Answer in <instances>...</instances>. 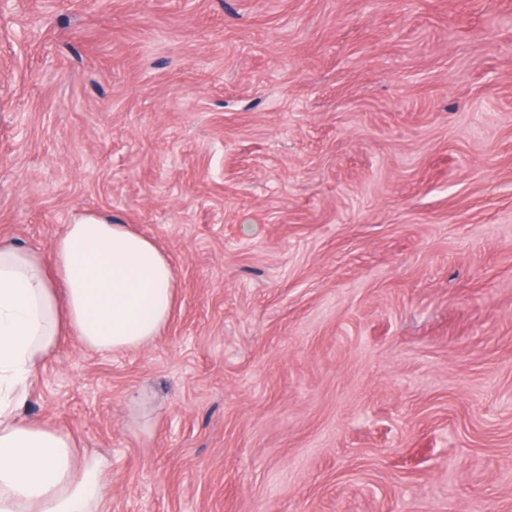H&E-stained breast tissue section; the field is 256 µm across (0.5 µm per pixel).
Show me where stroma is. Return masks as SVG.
<instances>
[{
  "instance_id": "1",
  "label": "stroma",
  "mask_w": 512,
  "mask_h": 512,
  "mask_svg": "<svg viewBox=\"0 0 512 512\" xmlns=\"http://www.w3.org/2000/svg\"><path fill=\"white\" fill-rule=\"evenodd\" d=\"M172 260L26 413L106 512H512V0H0V236Z\"/></svg>"
}]
</instances>
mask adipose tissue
Here are the masks:
<instances>
[{"label": "adipose tissue", "mask_w": 512, "mask_h": 512, "mask_svg": "<svg viewBox=\"0 0 512 512\" xmlns=\"http://www.w3.org/2000/svg\"><path fill=\"white\" fill-rule=\"evenodd\" d=\"M174 304L171 262L129 225L73 221L47 256L0 239V512H105L106 461L23 417L29 389L63 336L99 352L142 349Z\"/></svg>", "instance_id": "adipose-tissue-1"}]
</instances>
